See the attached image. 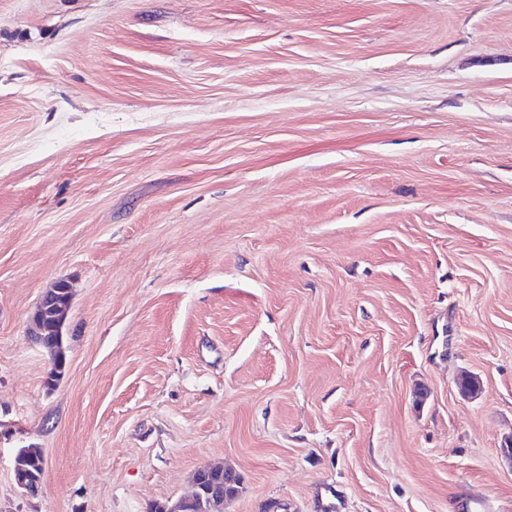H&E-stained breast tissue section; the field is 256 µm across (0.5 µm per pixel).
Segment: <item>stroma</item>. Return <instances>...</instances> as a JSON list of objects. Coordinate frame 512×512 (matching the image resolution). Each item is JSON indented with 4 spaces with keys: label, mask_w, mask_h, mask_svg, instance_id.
<instances>
[{
    "label": "stroma",
    "mask_w": 512,
    "mask_h": 512,
    "mask_svg": "<svg viewBox=\"0 0 512 512\" xmlns=\"http://www.w3.org/2000/svg\"><path fill=\"white\" fill-rule=\"evenodd\" d=\"M511 443L512 0H0V512H512ZM58 294H62L63 296L59 297ZM69 294V285L65 281L57 282L54 288L44 295L33 316V322L38 330L34 335L36 342L42 347L54 352L59 351V338L58 336H45V333L50 331L46 329L45 322L49 318H56V329L54 331L57 333L60 331L63 315L69 303ZM46 312L51 315L47 319L45 315ZM226 472L229 471L224 470V467H201L194 475L192 493L174 502L172 505L168 506L166 510L172 512L187 511L196 503V500L202 498L203 494L212 497L215 501H221L224 504V502L229 499L228 497H230L226 487L233 485L228 487V491L237 488L233 480L236 476V472L228 473L224 478Z\"/></svg>",
    "instance_id": "stroma-1"
}]
</instances>
